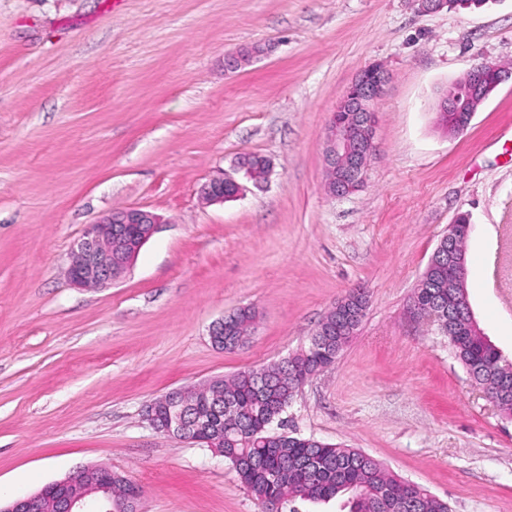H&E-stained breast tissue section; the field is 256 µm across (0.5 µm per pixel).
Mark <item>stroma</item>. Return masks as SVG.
I'll return each mask as SVG.
<instances>
[{"mask_svg":"<svg viewBox=\"0 0 512 512\" xmlns=\"http://www.w3.org/2000/svg\"><path fill=\"white\" fill-rule=\"evenodd\" d=\"M481 61L512 69V0H0V491L103 464L141 486V512H260L227 460L141 409L288 357L357 288L365 316L298 391L291 430L450 512H512V420L410 310L468 214L473 316L512 358V79L463 133L438 114ZM372 63L389 73L375 149L335 197L326 128ZM245 153L271 160L268 182L202 202ZM119 207L164 222L120 281L73 286V244ZM242 307L250 341L215 348L210 327Z\"/></svg>","mask_w":512,"mask_h":512,"instance_id":"35a3bbf8","label":"stroma"}]
</instances>
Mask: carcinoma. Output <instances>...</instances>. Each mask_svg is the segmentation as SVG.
<instances>
[{"label": "carcinoma", "mask_w": 512, "mask_h": 512, "mask_svg": "<svg viewBox=\"0 0 512 512\" xmlns=\"http://www.w3.org/2000/svg\"><path fill=\"white\" fill-rule=\"evenodd\" d=\"M245 173L260 180L269 172L268 160L258 154L243 156ZM435 260L428 264L414 294L415 314L430 311L448 313L454 289L448 287V250L435 248ZM256 312L250 308L224 316V350L235 351L248 342ZM452 352L479 383L494 388L504 378L512 379V358L502 352L467 321L453 325ZM352 334L336 332V312L322 318L311 339L330 341L341 350ZM300 371L315 374L329 361L314 343L294 354ZM271 385L262 388L257 370L240 371L224 378V409L213 415V426L224 429V444L215 449L229 460L243 485L259 504L273 498L287 506L297 499L330 501L347 495L351 512H448V504L427 489L415 486L416 504L406 507L392 495L402 479L388 471L369 454L323 443L296 433H270L277 419L292 405L297 383L284 363L264 368Z\"/></svg>", "instance_id": "cac0c4a2"}]
</instances>
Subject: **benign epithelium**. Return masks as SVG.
<instances>
[{
	"instance_id": "obj_1",
	"label": "benign epithelium",
	"mask_w": 512,
	"mask_h": 512,
	"mask_svg": "<svg viewBox=\"0 0 512 512\" xmlns=\"http://www.w3.org/2000/svg\"><path fill=\"white\" fill-rule=\"evenodd\" d=\"M507 77L508 71L499 66L474 65L464 79L472 90L470 98L461 101L450 94L442 100L444 110L475 112ZM388 81L389 74L384 68L378 63L371 64L356 76L336 107V111L345 116L330 121L324 149L327 184L334 195L352 193L365 179L375 147L373 104ZM227 188L232 190L234 198L242 190L236 179L221 173L200 187V196L208 203H222ZM160 223L161 217L151 211L118 208L87 225L71 250L67 270L70 282L79 288H101L119 281ZM470 231L469 224L455 223L448 228L450 288L463 287L467 279V266L457 250V241ZM188 398L186 388L171 391L147 403L143 416L158 432L198 443L200 439L192 437L183 417V406ZM112 477L110 467H83L35 495L11 501L1 507L0 512H115L118 506L112 498Z\"/></svg>"
}]
</instances>
